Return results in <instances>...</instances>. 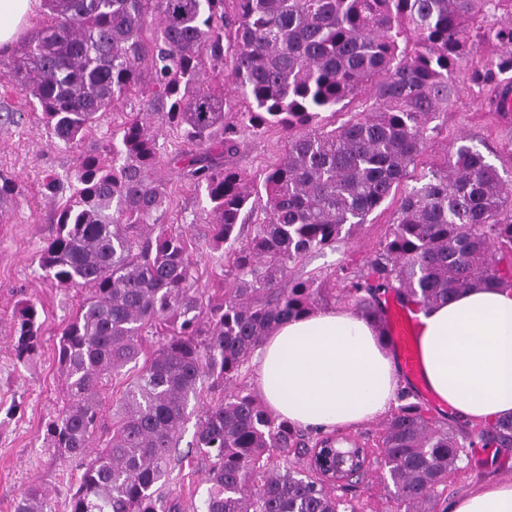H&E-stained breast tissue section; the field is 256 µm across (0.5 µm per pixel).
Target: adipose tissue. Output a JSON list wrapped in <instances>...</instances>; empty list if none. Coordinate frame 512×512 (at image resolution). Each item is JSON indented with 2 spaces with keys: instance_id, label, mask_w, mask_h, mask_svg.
<instances>
[{
  "instance_id": "1",
  "label": "adipose tissue",
  "mask_w": 512,
  "mask_h": 512,
  "mask_svg": "<svg viewBox=\"0 0 512 512\" xmlns=\"http://www.w3.org/2000/svg\"><path fill=\"white\" fill-rule=\"evenodd\" d=\"M424 385L467 422L512 416V289L462 292L418 314ZM268 407L295 425L326 432L380 419L407 387L374 327L348 309L282 323L253 356ZM448 512H512V483L494 481Z\"/></svg>"
}]
</instances>
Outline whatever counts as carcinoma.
I'll return each instance as SVG.
<instances>
[{
  "mask_svg": "<svg viewBox=\"0 0 512 512\" xmlns=\"http://www.w3.org/2000/svg\"><path fill=\"white\" fill-rule=\"evenodd\" d=\"M36 32L4 78L41 110L50 137L77 153L65 174L46 171L42 195L56 228L40 268L86 295L60 332L65 402L45 440L82 473L70 512H179L164 494L179 442L198 405L188 451L209 468L203 512H373L335 496L309 457L329 440L275 416L244 382L253 353L278 325L341 293L388 340L381 289L426 311L466 288L512 289V189L477 149L399 199L392 224L362 270L341 269L336 290L291 265L357 233L395 197L456 79L498 85L512 74V0H42ZM507 15L503 22L498 13ZM477 44L500 48L475 60ZM231 82L239 93L224 92ZM368 91L369 104L328 127L322 113ZM133 96L142 108L86 150L104 114ZM174 126L186 149L170 151ZM287 135L261 178L224 166L244 129ZM189 180L209 216L207 246L224 251V293L198 287L188 232L162 223L161 166ZM22 194L0 172L3 205ZM265 218L241 239L243 215ZM37 304L22 301L15 355L37 353ZM124 380L105 404L107 383ZM224 396L201 401L206 384ZM111 409L112 433L94 443ZM397 512H448V473L476 448L512 450V419L441 422L410 402L372 440ZM15 512H52L37 485Z\"/></svg>",
  "mask_w": 512,
  "mask_h": 512,
  "instance_id": "carcinoma-1",
  "label": "carcinoma"
}]
</instances>
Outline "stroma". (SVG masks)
I'll list each match as a JSON object with an SVG mask.
<instances>
[{"label": "stroma", "mask_w": 512, "mask_h": 512, "mask_svg": "<svg viewBox=\"0 0 512 512\" xmlns=\"http://www.w3.org/2000/svg\"><path fill=\"white\" fill-rule=\"evenodd\" d=\"M15 48L0 51V117L17 113L13 123L0 120V170L9 172L22 185L23 195L13 202L0 222V512H15L24 491L33 484L42 487L56 512H69V499L80 476L53 449L44 447L46 425L64 401V382L58 362L59 331L70 319L81 289L61 290L39 269L37 254L52 235L53 208L41 194V176L46 171L71 169L74 154L54 142L44 128L40 111L32 109L4 80L12 65ZM493 86L458 85V101L441 113L438 129L408 169L401 188L421 186L431 171L444 166L450 151L466 144L477 148L494 165L503 182L512 187V118L495 110ZM286 137L277 129L241 137L236 153L226 156L227 166L250 174L277 162L285 150ZM161 175L171 196L167 221L182 225L200 245L196 254L198 281L210 295L224 287V257L209 250L208 218L197 191L170 168ZM398 205L390 199L374 210L358 234L335 248L312 252L296 262L291 276L304 280L314 275L334 276L340 269L362 264L383 237ZM25 299L36 301L43 322L38 354L29 363L18 364L14 351V313ZM208 463L192 457L176 466L165 491L180 512H196L206 490ZM491 481L512 482V453L492 448L476 449L472 468L451 474L446 494L456 498Z\"/></svg>", "instance_id": "obj_1"}]
</instances>
